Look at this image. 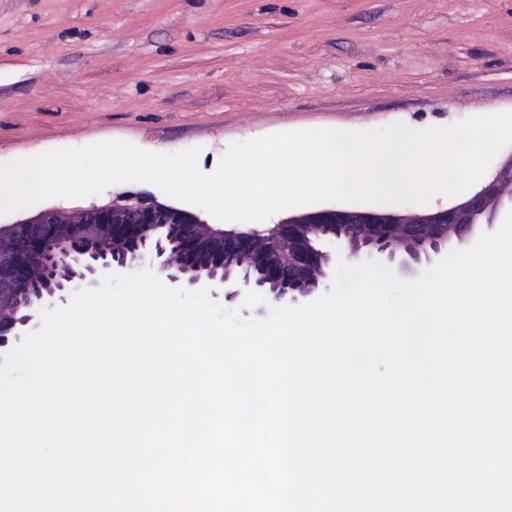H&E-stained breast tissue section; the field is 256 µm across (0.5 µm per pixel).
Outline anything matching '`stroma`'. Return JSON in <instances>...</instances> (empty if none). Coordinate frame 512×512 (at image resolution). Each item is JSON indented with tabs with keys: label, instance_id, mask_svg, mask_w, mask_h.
Here are the masks:
<instances>
[{
	"label": "stroma",
	"instance_id": "stroma-1",
	"mask_svg": "<svg viewBox=\"0 0 512 512\" xmlns=\"http://www.w3.org/2000/svg\"><path fill=\"white\" fill-rule=\"evenodd\" d=\"M512 112V0H0V163L120 140L199 148L284 131L416 130ZM124 182L0 214L104 205Z\"/></svg>",
	"mask_w": 512,
	"mask_h": 512
}]
</instances>
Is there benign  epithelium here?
I'll list each match as a JSON object with an SVG mask.
<instances>
[{
    "instance_id": "benign-epithelium-1",
    "label": "benign epithelium",
    "mask_w": 512,
    "mask_h": 512,
    "mask_svg": "<svg viewBox=\"0 0 512 512\" xmlns=\"http://www.w3.org/2000/svg\"><path fill=\"white\" fill-rule=\"evenodd\" d=\"M512 210V154L487 185L450 207L417 213L326 208L267 230L216 229L172 205L138 195L68 210L50 207L0 224V351L38 325L53 299L148 262L173 284L261 290L308 300L332 280L338 259L394 264L401 273L466 249Z\"/></svg>"
}]
</instances>
